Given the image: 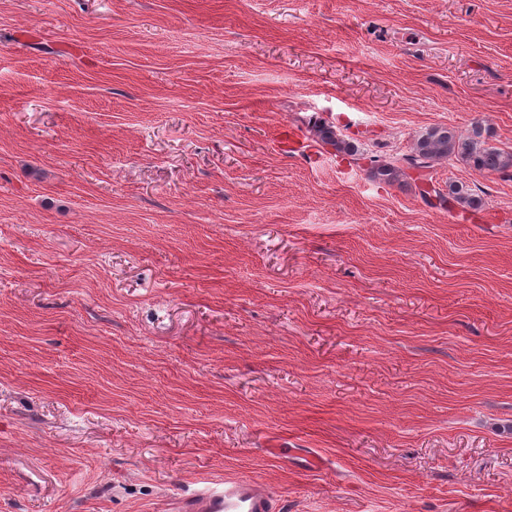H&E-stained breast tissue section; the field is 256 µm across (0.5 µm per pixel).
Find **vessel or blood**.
<instances>
[{
    "mask_svg": "<svg viewBox=\"0 0 512 512\" xmlns=\"http://www.w3.org/2000/svg\"><path fill=\"white\" fill-rule=\"evenodd\" d=\"M271 492L249 480L211 482L178 502L177 512H276Z\"/></svg>",
    "mask_w": 512,
    "mask_h": 512,
    "instance_id": "1",
    "label": "vessel or blood"
}]
</instances>
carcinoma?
I'll use <instances>...</instances> for the list:
<instances>
[{
  "instance_id": "obj_1",
  "label": "carcinoma",
  "mask_w": 512,
  "mask_h": 512,
  "mask_svg": "<svg viewBox=\"0 0 512 512\" xmlns=\"http://www.w3.org/2000/svg\"><path fill=\"white\" fill-rule=\"evenodd\" d=\"M318 141L336 152L356 157L359 148L354 143L337 136L332 126L323 124L316 130ZM490 131L476 122L471 130L460 134L453 127H433L420 134L409 153L385 161L375 157L369 159V176L388 184L400 182L408 177V171L431 169L441 161L460 159L469 167L488 174L503 173L512 169V152L502 150L489 143ZM442 202L457 204L462 208L476 209L480 201L472 189L463 183L448 184V192L440 194Z\"/></svg>"
}]
</instances>
